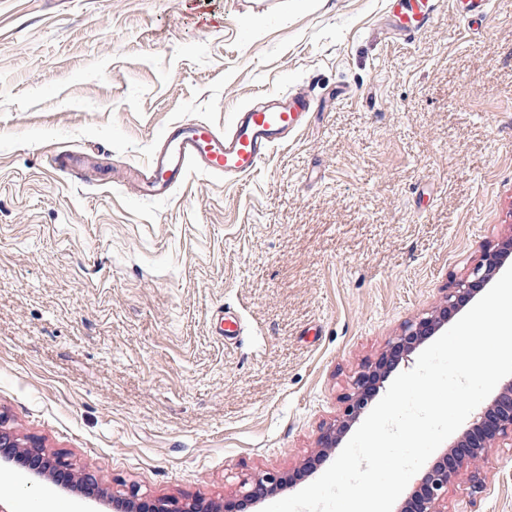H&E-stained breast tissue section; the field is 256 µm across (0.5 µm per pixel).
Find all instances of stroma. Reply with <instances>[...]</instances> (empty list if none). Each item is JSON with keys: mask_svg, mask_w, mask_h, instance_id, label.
I'll return each instance as SVG.
<instances>
[{"mask_svg": "<svg viewBox=\"0 0 512 512\" xmlns=\"http://www.w3.org/2000/svg\"><path fill=\"white\" fill-rule=\"evenodd\" d=\"M300 90L318 109L248 177L123 185L169 123ZM511 238L512 0L409 39L386 0H0V412L100 487L298 492L354 376ZM442 508L512 512V443ZM90 164L89 160L68 153H57L52 157V167L71 179L80 178ZM284 481L283 477L271 474L255 475L241 483L237 496L243 499L256 500L273 494L279 486L284 484Z\"/></svg>", "mask_w": 512, "mask_h": 512, "instance_id": "1", "label": "stroma"}]
</instances>
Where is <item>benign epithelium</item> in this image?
Masks as SVG:
<instances>
[{
	"label": "benign epithelium",
	"mask_w": 512,
	"mask_h": 512,
	"mask_svg": "<svg viewBox=\"0 0 512 512\" xmlns=\"http://www.w3.org/2000/svg\"><path fill=\"white\" fill-rule=\"evenodd\" d=\"M512 257V239L494 247L484 248L468 274L448 289L443 306L427 316L406 323L393 337L387 350L367 364L351 383L350 392L344 397V408L319 438L320 448L308 458L319 461L326 448H336L349 428L365 412L377 384L391 371L390 355L403 358L412 353L426 339L447 327L448 321L470 303L499 274ZM512 440V380L502 386L493 400L481 409L451 450L442 454L424 472L416 489L404 501L400 512H443L440 505L448 491V484L457 476L459 469L468 461L482 457L494 443ZM15 467L24 469L30 485L44 481L53 483L61 496H80L95 503V512H109L115 501H120L124 512H224V506L202 497L184 500L171 496H157L144 501L138 492L130 490V496L115 495L99 487L86 476L83 482L74 484L69 479L74 464L64 455H47L37 438L25 444L12 434L6 416L0 412V472ZM284 484V478L271 474L256 475L239 486L237 496L256 500L267 496Z\"/></svg>",
	"instance_id": "1"
}]
</instances>
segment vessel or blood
I'll return each mask as SVG.
<instances>
[{
  "label": "vessel or blood",
  "instance_id": "b4317fda",
  "mask_svg": "<svg viewBox=\"0 0 512 512\" xmlns=\"http://www.w3.org/2000/svg\"><path fill=\"white\" fill-rule=\"evenodd\" d=\"M441 5V0H389L394 30L410 38L421 31ZM317 101L309 94H272L261 104L237 112L229 130L186 120L172 124L163 146L142 169L127 171L147 197L163 198L180 184L189 171L199 170L231 181L252 174L270 150L300 132ZM52 166L65 177L76 179L89 168V160L58 153Z\"/></svg>",
  "mask_w": 512,
  "mask_h": 512
}]
</instances>
